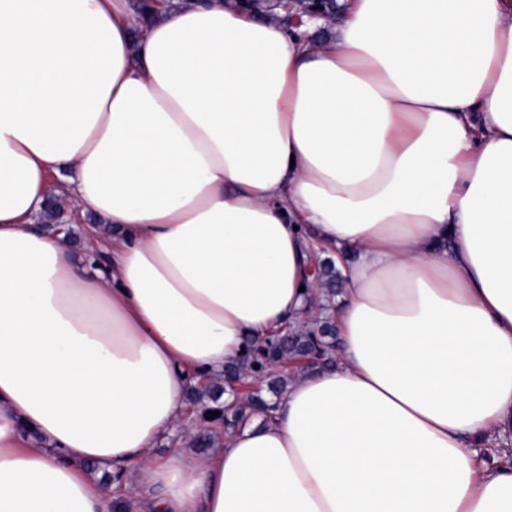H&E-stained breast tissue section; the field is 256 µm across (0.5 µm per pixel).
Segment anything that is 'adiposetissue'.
<instances>
[{
	"label": "adipose tissue",
	"instance_id": "adipose-tissue-1",
	"mask_svg": "<svg viewBox=\"0 0 512 512\" xmlns=\"http://www.w3.org/2000/svg\"><path fill=\"white\" fill-rule=\"evenodd\" d=\"M63 194L82 246L36 224ZM321 309L335 365L192 451L188 388ZM505 435L512 0H352L317 45L0 0V512H512ZM310 277L320 288H327L328 295H335L338 292L339 288V276L336 271V268L332 264H317V274L315 277L308 274Z\"/></svg>",
	"mask_w": 512,
	"mask_h": 512
}]
</instances>
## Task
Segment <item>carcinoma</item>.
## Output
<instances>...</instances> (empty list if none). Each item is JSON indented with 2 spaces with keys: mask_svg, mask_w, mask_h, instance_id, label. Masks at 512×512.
Wrapping results in <instances>:
<instances>
[{
  "mask_svg": "<svg viewBox=\"0 0 512 512\" xmlns=\"http://www.w3.org/2000/svg\"><path fill=\"white\" fill-rule=\"evenodd\" d=\"M313 281L327 294L338 292L339 276L331 264H317ZM336 329L331 319L324 317L301 327L289 326L274 336L250 344L242 358L224 366L222 377L202 386L191 387L190 403L198 409L200 420L210 424L207 431L194 437L199 448L215 447L221 430H234L245 426L254 415L268 417L275 408V399L280 397L288 383V376L270 377L269 371L275 365L286 366L298 359L306 360L303 370L322 369L336 363ZM259 368H254V365ZM246 376L259 379L261 386L245 391L244 396H235L234 401H221L223 395L235 392L233 383ZM218 411L220 415L208 418V412Z\"/></svg>",
  "mask_w": 512,
  "mask_h": 512,
  "instance_id": "carcinoma-1",
  "label": "carcinoma"
}]
</instances>
